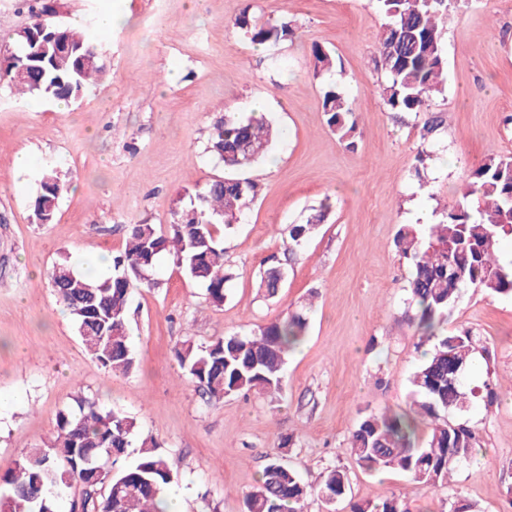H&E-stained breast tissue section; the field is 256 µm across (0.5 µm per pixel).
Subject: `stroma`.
I'll return each instance as SVG.
<instances>
[{
    "label": "stroma",
    "mask_w": 512,
    "mask_h": 512,
    "mask_svg": "<svg viewBox=\"0 0 512 512\" xmlns=\"http://www.w3.org/2000/svg\"><path fill=\"white\" fill-rule=\"evenodd\" d=\"M296 28L293 40L256 49L233 26L243 7ZM58 19L80 16L102 45L107 75L59 111L56 101L16 100L0 85V475L23 449L41 444L56 415L82 395L136 418L179 475L184 512H241L270 458L315 481L347 470L350 493L309 512H350L352 503L404 495L412 512H448L464 500L478 512H512V297L465 288L449 334L470 332L476 353L467 388L492 386L458 422L480 441L450 479L427 486L399 470L368 473L353 462L351 430L366 413L409 408L408 380L420 356L406 321L409 269L394 247L400 225L432 222L454 205L488 152L512 155V0H452L443 29L448 81L432 101L445 124L435 157L414 174L421 127L395 117L380 97L374 54L377 0H57ZM122 17L110 33L105 11ZM334 51L337 86L358 115L357 150L339 143L322 108L323 78L310 48ZM266 111L280 130L270 155L245 170L253 203L224 240L235 274L221 307L163 259L161 285L137 288L128 323L133 373L105 370L84 349L51 288L62 257L86 270L92 257L125 248L129 224H166L184 193L224 169L206 151L227 112ZM33 166L19 172L14 157ZM69 189L53 223L32 202L44 172ZM325 220L302 245L279 295L264 298L258 271L282 255L287 229L322 203ZM311 301L304 343L287 361L282 390L208 401L182 375L175 351L185 336L205 343L248 334ZM292 437L282 447L283 437Z\"/></svg>",
    "instance_id": "stroma-1"
}]
</instances>
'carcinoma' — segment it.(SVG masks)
<instances>
[{"mask_svg":"<svg viewBox=\"0 0 512 512\" xmlns=\"http://www.w3.org/2000/svg\"><path fill=\"white\" fill-rule=\"evenodd\" d=\"M383 17L375 66L384 75L380 94L396 114H412L422 124L416 166L433 157V135L443 124L431 111L435 94L445 89L446 62L441 20L450 0H377ZM54 0H44L30 22L16 32V49L0 61V84L20 97L38 96L68 102L80 98L104 70L103 48L86 31L58 26ZM251 43L276 44L295 35L291 22H269L244 8L235 18ZM315 75L336 69L331 51L311 48ZM328 128L348 149H355L358 115L334 84L323 87ZM276 131L264 117L226 113L213 124L208 151L224 163L227 174L177 206L167 229L155 224L128 225L124 251L112 257V272L90 279L69 259L56 263L52 288L71 315L78 336L102 367L128 374L136 363L128 334L132 289L156 288L161 256H168L205 289L208 303L224 304L233 274L224 267V245L218 231L234 230L257 186L240 172L268 152ZM66 186L54 170L45 173L33 213L41 224L53 221ZM325 203L304 224L288 225L284 259L268 258L259 270V287L273 298L283 286V261H292L304 241L324 220ZM512 238V157L487 153L472 170L471 181L452 208L432 224H404L394 245L410 269L408 321L420 335L422 361L410 378L408 398L418 411L370 413L349 438L350 453L366 471L398 468L412 481L429 485L448 478L452 467L477 446L473 430L449 416L464 412L475 391L461 377L470 367L475 341L468 332L450 335L448 323L463 289L474 286L494 295H512V265L499 262L501 241ZM306 306L247 335L220 336L205 345L186 335L176 352L183 376L211 401L254 392L273 396L282 389L288 354L303 343L308 329ZM430 420L424 445H418L416 417ZM136 461L121 466L132 444ZM177 478L168 457L153 438L140 434L134 417L106 409L78 396L58 413L53 435L31 448L13 470L0 476V505L9 512H59L62 487L82 490L80 506L71 512H163L159 495ZM350 491L346 470L323 472L319 483H305L275 458L259 483L244 497L245 512H307L317 492L333 499ZM351 512H411L410 503L393 495L354 502Z\"/></svg>","mask_w":512,"mask_h":512,"instance_id":"cac0c4a2","label":"carcinoma"}]
</instances>
